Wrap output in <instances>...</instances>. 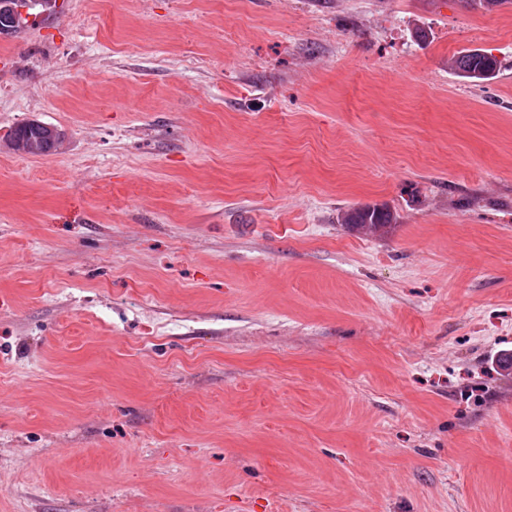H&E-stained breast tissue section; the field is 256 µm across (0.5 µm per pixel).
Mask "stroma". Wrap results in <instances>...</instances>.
Here are the masks:
<instances>
[{
    "label": "stroma",
    "mask_w": 512,
    "mask_h": 512,
    "mask_svg": "<svg viewBox=\"0 0 512 512\" xmlns=\"http://www.w3.org/2000/svg\"><path fill=\"white\" fill-rule=\"evenodd\" d=\"M32 120L56 152L8 150ZM372 203L388 234L339 224ZM511 351V6L0 36V512H512ZM453 66L462 78L477 83L492 81L499 70L496 58L478 49L460 53Z\"/></svg>",
    "instance_id": "stroma-1"
}]
</instances>
